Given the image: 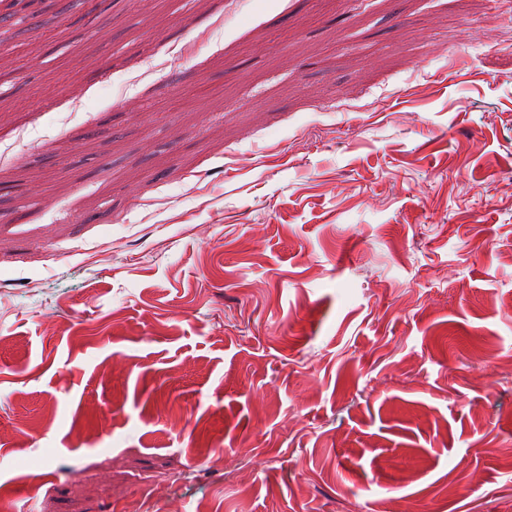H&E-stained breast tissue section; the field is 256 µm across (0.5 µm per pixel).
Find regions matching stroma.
Segmentation results:
<instances>
[{
  "mask_svg": "<svg viewBox=\"0 0 512 512\" xmlns=\"http://www.w3.org/2000/svg\"><path fill=\"white\" fill-rule=\"evenodd\" d=\"M5 16L0 496L512 512V0Z\"/></svg>",
  "mask_w": 512,
  "mask_h": 512,
  "instance_id": "stroma-1",
  "label": "stroma"
}]
</instances>
